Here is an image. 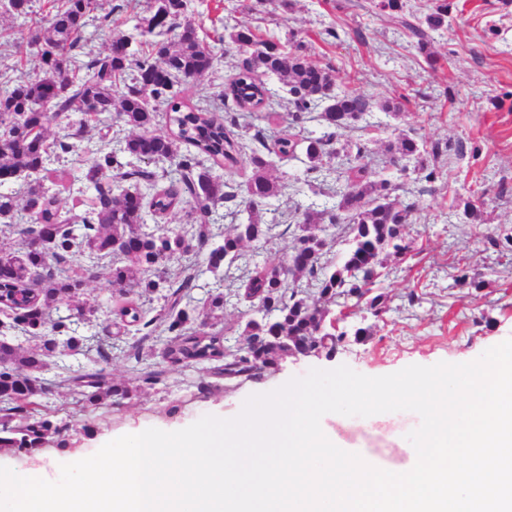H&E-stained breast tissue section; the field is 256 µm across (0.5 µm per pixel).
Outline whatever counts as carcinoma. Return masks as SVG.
I'll return each instance as SVG.
<instances>
[{
	"mask_svg": "<svg viewBox=\"0 0 512 512\" xmlns=\"http://www.w3.org/2000/svg\"><path fill=\"white\" fill-rule=\"evenodd\" d=\"M153 2L154 13L140 30L143 40L130 34L112 39L129 46L124 56L86 51V27L112 25V13H101L99 0H48L45 10L34 9L33 0L0 4L28 27L27 46L39 58L32 77L0 75V224L18 235L13 249L0 251V310L13 314L9 328L35 341L24 350L0 338V448L17 455L31 453L50 437L62 444L70 429L66 420L53 419L58 410L47 404L52 384L44 372L52 359L87 344L79 328L97 313L83 299L88 283L98 277L97 267L74 264L76 254L116 259L109 272L112 324L141 333L128 346V358L141 363L145 341L161 328L167 333L161 359L168 367L203 366L213 376L241 384L274 372L289 349L330 357L349 334L367 340L368 328L351 333L333 328L332 307L363 303L379 316L383 296L373 290L380 269L411 248L405 226L412 223L417 201L400 198L397 183L369 173L372 141L352 145L337 139L339 130L373 112L371 99L337 91L335 70L309 61L294 32L261 37L240 22L217 37L248 54L243 71L227 87L234 107L218 118L182 100L179 86L214 71L221 57L206 38L179 31L186 0ZM405 7L404 0L371 3L372 12L409 30L430 62L432 33L448 28V0H435L415 23ZM261 74L275 77L288 92L291 108L285 114L269 111L279 94ZM159 106L166 112V132L154 129ZM275 117L288 131L271 148L259 122ZM114 121L129 130L123 140L110 149L82 145L85 126ZM311 121L321 129H308ZM52 125L64 134L50 143ZM79 150L86 157L77 179L92 194L69 221L62 216L60 190L44 186L35 175L48 170L59 153ZM388 151L414 160L419 179L437 180L429 159L443 153L440 144L427 146L403 134ZM300 153L303 177L272 174L270 155L294 160ZM241 166L250 172L238 182L234 176ZM217 169L228 174L223 177ZM21 175L33 177L22 200L6 189ZM285 190L303 198L294 206L291 252L246 254V245L276 237L284 213L269 207L268 199ZM229 202L234 223L221 236L214 226L225 218L219 210ZM177 208L188 211L191 230L149 225ZM344 223L349 248L340 263L329 266L322 261L327 243L321 234ZM188 255L214 274L200 306L190 305L196 269L187 265L180 278L169 276L171 264ZM228 279L237 283L233 296L249 303L237 320L245 342L234 356L224 352V331L204 330L224 316ZM154 294L164 306L150 317L142 299ZM61 370L59 384L70 386L83 408L118 404L134 389L153 388L165 374L138 368L131 388L96 365Z\"/></svg>",
	"mask_w": 512,
	"mask_h": 512,
	"instance_id": "1",
	"label": "carcinoma"
}]
</instances>
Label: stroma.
Here are the masks:
<instances>
[{"label":"stroma","mask_w":512,"mask_h":512,"mask_svg":"<svg viewBox=\"0 0 512 512\" xmlns=\"http://www.w3.org/2000/svg\"><path fill=\"white\" fill-rule=\"evenodd\" d=\"M447 30L435 33L436 67H429L413 40L392 19L369 12L370 0H190L188 14L200 34L223 30L230 19L247 23L260 35L294 30L311 60L331 64L338 90L362 93L374 104L396 98L399 116L375 112V126L355 125L340 138L375 142L371 171L414 187V173H400L387 145L399 134L461 147L462 155L442 156L438 179L419 199L416 220L405 232L415 249L389 260L375 291L385 299L376 317L351 307L346 329L370 326L364 341H347L332 358H288L278 371L236 387L213 380L208 391L199 383L201 368H177L155 388L135 391L120 406L91 407L75 413L66 447L55 439L40 448L52 467L96 453L107 442L154 427L183 429L205 415L236 416L244 400L272 391L311 369L341 365L367 376H382L412 364L466 363L486 349L512 338V251L491 247L490 238L512 237V0H456ZM116 13L111 28L88 27V48L103 52L115 34L131 33L153 13V0H107ZM17 22L0 10V73L8 69L32 75L36 54L19 58L14 41ZM243 55L223 48L218 68L182 85V97L193 104L220 106L228 83L243 69ZM477 217L466 213L468 204ZM100 276L88 284L85 297L98 312L85 335L101 334L111 317L109 259L97 262ZM481 274L475 289L458 283L460 269ZM328 426L387 447L405 443L420 418L410 411L392 413L384 430L368 417L323 418Z\"/></svg>","instance_id":"obj_1"}]
</instances>
